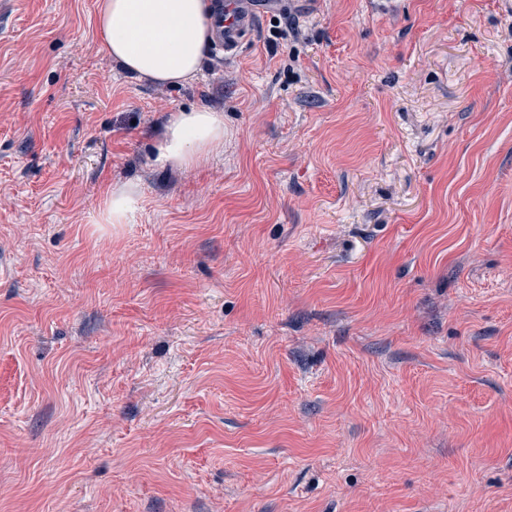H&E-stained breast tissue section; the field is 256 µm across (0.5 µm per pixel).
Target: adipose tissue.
<instances>
[{"instance_id":"1","label":"adipose tissue","mask_w":512,"mask_h":512,"mask_svg":"<svg viewBox=\"0 0 512 512\" xmlns=\"http://www.w3.org/2000/svg\"><path fill=\"white\" fill-rule=\"evenodd\" d=\"M213 0H97L95 27L128 73L160 84L194 80L212 42ZM224 142V113L199 105L172 113L156 146L157 165L194 168Z\"/></svg>"}]
</instances>
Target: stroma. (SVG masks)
<instances>
[{"mask_svg":"<svg viewBox=\"0 0 512 512\" xmlns=\"http://www.w3.org/2000/svg\"><path fill=\"white\" fill-rule=\"evenodd\" d=\"M95 5L0 0V512H512V0H264L175 86ZM224 143V113L206 105L175 110L156 146L161 167H199ZM138 209L139 200L135 192L126 188L112 190L104 212V223L127 224Z\"/></svg>","mask_w":512,"mask_h":512,"instance_id":"35a3bbf8","label":"stroma"}]
</instances>
